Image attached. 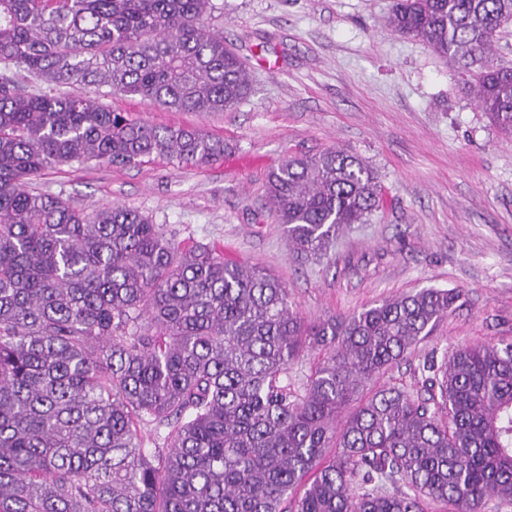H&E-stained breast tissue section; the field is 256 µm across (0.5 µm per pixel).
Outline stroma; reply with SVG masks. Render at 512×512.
<instances>
[{
    "instance_id": "obj_1",
    "label": "stroma",
    "mask_w": 512,
    "mask_h": 512,
    "mask_svg": "<svg viewBox=\"0 0 512 512\" xmlns=\"http://www.w3.org/2000/svg\"><path fill=\"white\" fill-rule=\"evenodd\" d=\"M210 25L246 59L252 92L224 112H179L90 89L129 118L224 138L205 167L153 157L131 166L70 163L34 188L88 210L122 205L173 240L262 268L308 321L360 312L425 288L465 304L383 377L413 388L424 364L474 343H512V138L427 45L397 33L392 0H213ZM338 148L376 170L382 202L324 255L297 256L264 206L268 174Z\"/></svg>"
}]
</instances>
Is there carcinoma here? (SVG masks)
<instances>
[{"label":"carcinoma","mask_w":512,"mask_h":512,"mask_svg":"<svg viewBox=\"0 0 512 512\" xmlns=\"http://www.w3.org/2000/svg\"><path fill=\"white\" fill-rule=\"evenodd\" d=\"M212 0H0V512H476L512 504V344L455 349L419 390L367 386L448 313L426 288L307 322L288 290L133 209L87 212L29 186L78 162L205 166L219 137L134 121L84 89L180 112L251 93L211 29ZM395 30L448 67L512 136V68L494 63L512 0H394ZM294 252L318 255L381 203L374 168L330 148L266 182ZM323 354L304 394L281 378ZM356 409L345 414L352 402ZM168 429L150 452L139 427Z\"/></svg>","instance_id":"cac0c4a2"}]
</instances>
